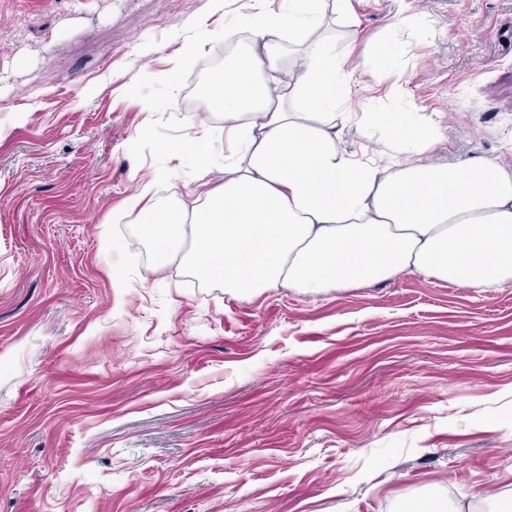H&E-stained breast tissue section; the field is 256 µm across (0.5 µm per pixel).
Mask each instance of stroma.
<instances>
[{
  "instance_id": "obj_1",
  "label": "stroma",
  "mask_w": 512,
  "mask_h": 512,
  "mask_svg": "<svg viewBox=\"0 0 512 512\" xmlns=\"http://www.w3.org/2000/svg\"><path fill=\"white\" fill-rule=\"evenodd\" d=\"M366 112L512 167V0H352ZM253 0H0V512H399L512 496V284L230 295L130 223L221 178L179 45ZM174 90L175 106L146 110Z\"/></svg>"
}]
</instances>
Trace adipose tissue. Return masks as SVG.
Returning a JSON list of instances; mask_svg holds the SVG:
<instances>
[{
	"label": "adipose tissue",
	"mask_w": 512,
	"mask_h": 512,
	"mask_svg": "<svg viewBox=\"0 0 512 512\" xmlns=\"http://www.w3.org/2000/svg\"><path fill=\"white\" fill-rule=\"evenodd\" d=\"M287 2L241 18L250 48L204 90L224 112L223 181L197 187L184 208L158 207L150 180L132 198L135 223L157 228V270L187 244L198 274L232 293L316 294L405 273L468 287L511 281L512 171L489 159L422 163L440 139L426 113L342 111L350 56L322 27L327 14L348 16L351 0ZM350 124L390 146L397 166L348 151Z\"/></svg>",
	"instance_id": "ef3b65f1"
}]
</instances>
